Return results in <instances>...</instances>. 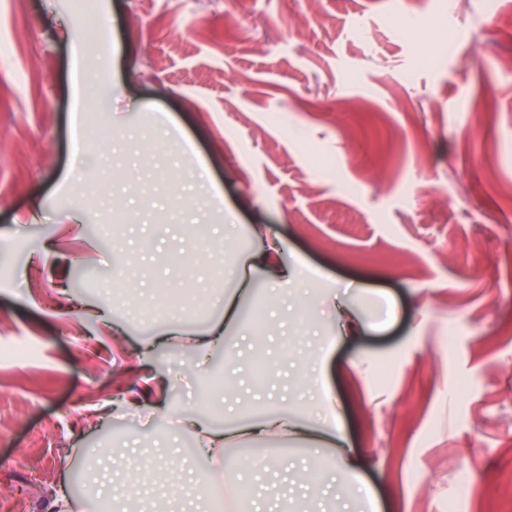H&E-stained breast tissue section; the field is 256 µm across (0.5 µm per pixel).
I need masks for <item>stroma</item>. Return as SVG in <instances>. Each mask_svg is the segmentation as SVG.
I'll return each instance as SVG.
<instances>
[{
    "label": "stroma",
    "instance_id": "1",
    "mask_svg": "<svg viewBox=\"0 0 512 512\" xmlns=\"http://www.w3.org/2000/svg\"><path fill=\"white\" fill-rule=\"evenodd\" d=\"M0 39V512H100L105 482L204 512L226 477L251 512H354L336 446L227 473L170 422L316 423L312 368L377 512H512V0H0ZM100 39L107 100L75 101ZM273 241L306 279L257 272L238 363L199 366ZM241 289L236 293L224 299V321L220 320L214 324L204 336H192V341L197 355L205 363L212 349L224 342V361L230 365L237 360L236 345L228 342V337L224 336L227 331L235 330L239 323V294Z\"/></svg>",
    "mask_w": 512,
    "mask_h": 512
}]
</instances>
